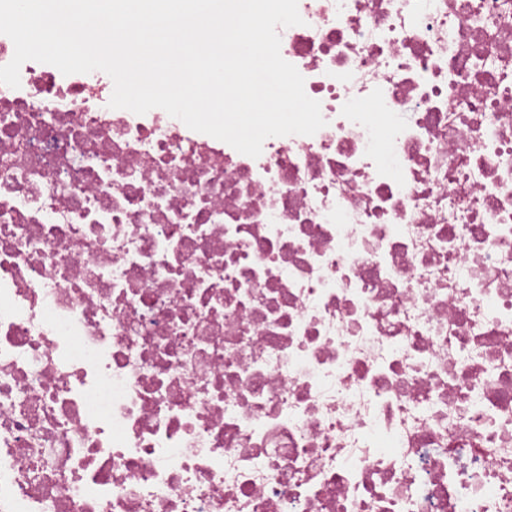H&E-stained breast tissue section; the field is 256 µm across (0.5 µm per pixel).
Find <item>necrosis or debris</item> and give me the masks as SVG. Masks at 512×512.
Masks as SVG:
<instances>
[{
	"label": "necrosis or debris",
	"mask_w": 512,
	"mask_h": 512,
	"mask_svg": "<svg viewBox=\"0 0 512 512\" xmlns=\"http://www.w3.org/2000/svg\"><path fill=\"white\" fill-rule=\"evenodd\" d=\"M298 9L256 158L0 84V512H512V0Z\"/></svg>",
	"instance_id": "1"
}]
</instances>
